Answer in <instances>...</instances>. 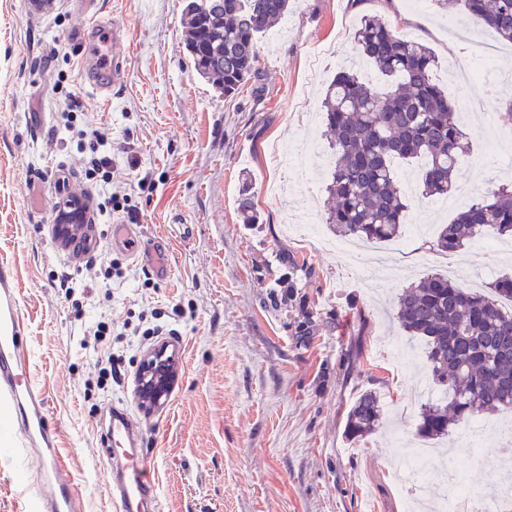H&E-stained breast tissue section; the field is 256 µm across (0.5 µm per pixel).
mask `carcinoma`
I'll list each match as a JSON object with an SVG mask.
<instances>
[{"instance_id": "carcinoma-1", "label": "carcinoma", "mask_w": 512, "mask_h": 512, "mask_svg": "<svg viewBox=\"0 0 512 512\" xmlns=\"http://www.w3.org/2000/svg\"><path fill=\"white\" fill-rule=\"evenodd\" d=\"M443 12L463 11L498 37L512 41V0H433ZM289 0H189L187 49L200 77L235 95L258 73L257 37L288 12ZM359 53L392 79L385 90L351 70L338 72L322 103L333 166L325 223L340 235L369 242L399 236L408 199L393 162L422 158V193L444 196L456 188L467 133L456 106L435 83V56L365 16L356 32ZM238 217L258 223L255 194L242 190ZM512 237V185L472 199L441 228L434 250L454 253L483 238ZM484 294L439 274L412 284L397 298L396 318L426 343V358L444 397L425 405L416 426L424 439L444 438L451 426L512 409V276L488 283ZM382 421L377 393L360 394L347 413L345 435L357 442Z\"/></svg>"}]
</instances>
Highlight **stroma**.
Listing matches in <instances>:
<instances>
[{
    "mask_svg": "<svg viewBox=\"0 0 512 512\" xmlns=\"http://www.w3.org/2000/svg\"><path fill=\"white\" fill-rule=\"evenodd\" d=\"M187 0H0V265L10 268L28 338L32 381L48 397L59 451L81 493L82 512H115L112 466L101 436L114 405L134 418L141 448L156 478L158 512H407L410 492L394 472L416 442L430 380L424 344L396 319L402 289L443 274L474 290L512 274V241L495 253L480 242L448 256L430 241L465 201L425 198L420 161L396 163L411 203L399 239L378 243L395 275L365 273L340 253L314 251L286 234L288 212L305 217L326 209L328 139L308 182H289L273 199L267 182L288 174L271 143L298 144L307 115H320L336 70L354 65L370 83L388 80L356 51L354 32L374 15L403 38L430 47L434 79L463 114L470 150L459 179L474 193L512 182V43L472 20L449 17L433 0H290L284 33L260 37L259 74L235 97L194 70L186 48ZM117 24L127 36L125 70L108 96L83 83L87 17ZM498 103L485 105L488 93ZM78 102L76 122L105 131L111 141L112 188L129 197L135 219L113 213L142 245L165 239L153 263L138 261L105 238L102 262L122 274L102 287L98 268L83 267L87 288L66 295L62 274L72 264L51 225L59 193L57 171L71 184L84 174L86 154L60 121L64 94ZM151 186L140 189V178ZM251 183L260 221L240 223L237 199ZM192 227L181 238L179 224ZM288 250L300 266L298 286L276 287ZM107 322L115 333L98 350L83 348L88 327ZM161 325L159 335L147 329ZM308 335H301V327ZM167 343L177 370L165 403L148 410L137 396L144 354ZM111 352L118 376L97 386L96 354ZM379 394L386 424L359 442L345 436L347 413L364 391ZM0 412V512H31L42 494L47 462L39 452L8 445ZM436 456L430 490L456 502L468 484L470 507H503L512 499V469L493 439L475 442L473 427L457 426L431 444Z\"/></svg>",
    "mask_w": 512,
    "mask_h": 512,
    "instance_id": "1",
    "label": "stroma"
}]
</instances>
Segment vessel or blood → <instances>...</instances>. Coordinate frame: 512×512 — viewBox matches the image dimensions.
<instances>
[{
  "label": "vessel or blood",
  "mask_w": 512,
  "mask_h": 512,
  "mask_svg": "<svg viewBox=\"0 0 512 512\" xmlns=\"http://www.w3.org/2000/svg\"><path fill=\"white\" fill-rule=\"evenodd\" d=\"M125 36L113 27L112 41L106 53H95L93 63L104 70V78H90L93 90H111L124 67ZM28 351L24 320L11 275L0 269V403L11 406L16 414L19 443L25 448L40 449L48 465L42 481L50 488L46 502L51 512H81V498L70 473L60 458L58 429L52 420L44 392L29 376ZM112 451L121 453L124 461L112 477V501L116 512H142L144 506L156 505L157 484L142 454L140 438L129 420L113 412L102 431Z\"/></svg>",
  "instance_id": "b4317fda"
}]
</instances>
